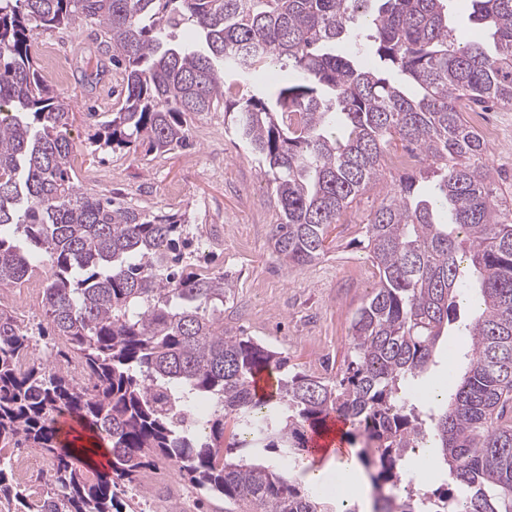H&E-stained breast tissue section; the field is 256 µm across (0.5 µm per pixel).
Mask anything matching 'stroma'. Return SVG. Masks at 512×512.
Returning a JSON list of instances; mask_svg holds the SVG:
<instances>
[{
  "label": "stroma",
  "mask_w": 512,
  "mask_h": 512,
  "mask_svg": "<svg viewBox=\"0 0 512 512\" xmlns=\"http://www.w3.org/2000/svg\"><path fill=\"white\" fill-rule=\"evenodd\" d=\"M37 40L57 44L62 53L65 79L50 76L46 82L72 106L68 135L75 157L90 172L83 186L98 194H117L147 212L186 214L193 235L191 263L224 272L231 283L224 296L225 326L283 352L296 370L335 375L350 350L351 320L376 285L360 243L362 228L399 178V170L384 168L382 178L354 201L342 224L332 230L325 257L301 269L286 265L271 243L273 227L280 221L277 201L255 160L226 131L223 110L191 116V147L157 158L136 160L121 152L92 151L87 141L91 115L112 111L121 91L114 69L94 85L83 79L100 42L99 30L79 23L41 32ZM467 119L489 143L495 177L512 203V109L471 112ZM471 312L469 300L457 299L456 318L436 346V363L414 382L415 392L442 378L449 362L463 364L470 339L459 330ZM12 314L40 350L68 351L65 339L48 324L40 295L24 299ZM169 469L166 461L156 460L137 483L127 486L133 512H150L155 500L164 502L167 512H183L188 502L193 512H224L222 497L194 487Z\"/></svg>",
  "instance_id": "35a3bbf8"
}]
</instances>
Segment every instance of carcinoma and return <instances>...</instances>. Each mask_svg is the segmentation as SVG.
Returning <instances> with one entry per match:
<instances>
[{
    "label": "carcinoma",
    "instance_id": "cac0c4a2",
    "mask_svg": "<svg viewBox=\"0 0 512 512\" xmlns=\"http://www.w3.org/2000/svg\"><path fill=\"white\" fill-rule=\"evenodd\" d=\"M0 0V288L44 269L42 306L85 379L36 355L0 309V448L50 461L31 503L0 460V503L16 512H123L117 486L153 459L234 512H351L292 475L307 431L334 413L363 432L384 512H512V206L469 124L478 106L512 107V0H472L492 46L451 25L449 0ZM96 25L123 97L88 137L97 150L163 155L189 144L188 118L224 106L281 210L277 257L298 268L329 250L332 226L398 149L419 167L399 177L364 226L378 281L351 322L336 376L288 370V356L224 327L221 271L186 261V217L149 213L84 190L71 164V104L39 71L41 31ZM189 26L196 43L175 40ZM347 42L375 58L336 52ZM259 71L268 96L227 103ZM480 302L465 325L459 381L423 397L456 298ZM277 375L257 396L254 378ZM207 398L213 410L181 412ZM67 413L112 453V474L83 469L62 444ZM432 448L453 487L385 497L404 449ZM276 463L256 462L263 453Z\"/></svg>",
    "mask_w": 512,
    "mask_h": 512
}]
</instances>
